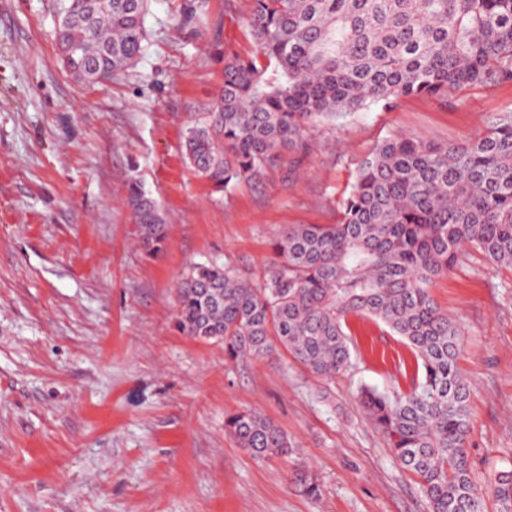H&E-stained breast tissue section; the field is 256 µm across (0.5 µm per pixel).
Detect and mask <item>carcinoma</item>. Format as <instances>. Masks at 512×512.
I'll return each instance as SVG.
<instances>
[{"label":"carcinoma","mask_w":512,"mask_h":512,"mask_svg":"<svg viewBox=\"0 0 512 512\" xmlns=\"http://www.w3.org/2000/svg\"><path fill=\"white\" fill-rule=\"evenodd\" d=\"M149 2L59 0L63 67L87 84L129 70L143 51ZM248 32L254 52L224 51L215 105L185 136L188 165L216 187L260 179L283 153L307 151L323 120L512 81V0H254ZM129 205L144 247L158 254L167 237L159 204L133 187ZM467 249L512 266L509 112L477 140L383 139L339 221L286 227L263 277L216 261L192 265L178 283L176 325L224 343L231 361L282 350L332 380L353 366L349 318L382 323L411 349L422 377L392 398L365 387L360 403L429 512H487L489 500L495 512H512V469L474 477L460 330L431 294ZM224 429L256 459L293 451L255 410L226 416Z\"/></svg>","instance_id":"1"}]
</instances>
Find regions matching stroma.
I'll return each instance as SVG.
<instances>
[{
    "instance_id": "35a3bbf8",
    "label": "stroma",
    "mask_w": 512,
    "mask_h": 512,
    "mask_svg": "<svg viewBox=\"0 0 512 512\" xmlns=\"http://www.w3.org/2000/svg\"><path fill=\"white\" fill-rule=\"evenodd\" d=\"M252 6L152 0L137 64L93 85L59 60L55 0H0V512H428L357 399L417 377L400 337L350 318L355 366L331 381L283 354L228 362L223 344L177 330V283L208 260L262 276L286 227L337 222L381 140L479 138L512 110V82L321 123L307 153L218 190L183 142L215 104L225 50L252 52ZM133 185L167 224L155 258L139 244ZM432 294L461 331L482 481L512 467V268L470 251ZM242 409L275 421L293 453L238 448L224 417Z\"/></svg>"
}]
</instances>
